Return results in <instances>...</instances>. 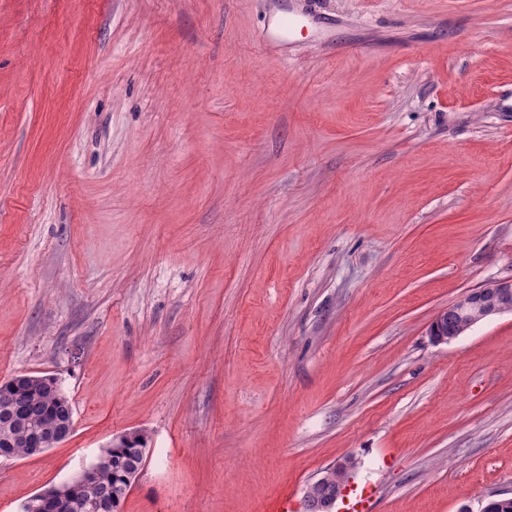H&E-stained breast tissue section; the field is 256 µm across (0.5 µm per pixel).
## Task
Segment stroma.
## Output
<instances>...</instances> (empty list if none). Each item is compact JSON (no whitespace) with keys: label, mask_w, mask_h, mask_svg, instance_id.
I'll use <instances>...</instances> for the list:
<instances>
[{"label":"stroma","mask_w":512,"mask_h":512,"mask_svg":"<svg viewBox=\"0 0 512 512\" xmlns=\"http://www.w3.org/2000/svg\"><path fill=\"white\" fill-rule=\"evenodd\" d=\"M510 278L512 0H0V382L74 417L0 512L131 430L121 512H307L348 459L332 512H481L512 314L429 328ZM296 22V16L289 13L278 15L271 24L263 28L259 43L263 51L269 52L283 46L288 40V33ZM504 313H512V279L487 281L442 310L432 322L429 335L435 343H447Z\"/></svg>","instance_id":"obj_1"}]
</instances>
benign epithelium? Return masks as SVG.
<instances>
[{
    "instance_id": "7a95c632",
    "label": "benign epithelium",
    "mask_w": 512,
    "mask_h": 512,
    "mask_svg": "<svg viewBox=\"0 0 512 512\" xmlns=\"http://www.w3.org/2000/svg\"><path fill=\"white\" fill-rule=\"evenodd\" d=\"M504 313H512V279L492 280L463 293L453 304L442 310L430 326L433 342L454 340L477 324ZM74 425L71 418L60 421L50 440L35 438L29 443L28 455L46 451L48 442L57 444L67 440ZM61 486H50L30 498L29 512H57Z\"/></svg>"
}]
</instances>
